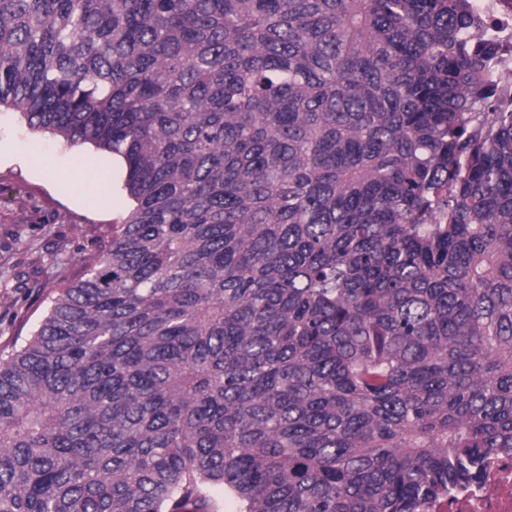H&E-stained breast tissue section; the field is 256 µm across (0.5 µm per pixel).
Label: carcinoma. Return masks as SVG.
Returning a JSON list of instances; mask_svg holds the SVG:
<instances>
[{"mask_svg":"<svg viewBox=\"0 0 512 512\" xmlns=\"http://www.w3.org/2000/svg\"><path fill=\"white\" fill-rule=\"evenodd\" d=\"M473 0H0V107L133 201L0 356V512H424L512 449V100Z\"/></svg>","mask_w":512,"mask_h":512,"instance_id":"carcinoma-1","label":"carcinoma"}]
</instances>
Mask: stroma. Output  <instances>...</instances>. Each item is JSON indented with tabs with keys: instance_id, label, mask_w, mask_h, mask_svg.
Segmentation results:
<instances>
[{
	"instance_id": "stroma-1",
	"label": "stroma",
	"mask_w": 512,
	"mask_h": 512,
	"mask_svg": "<svg viewBox=\"0 0 512 512\" xmlns=\"http://www.w3.org/2000/svg\"><path fill=\"white\" fill-rule=\"evenodd\" d=\"M106 174L111 206L96 203ZM118 157L31 129L0 108V351L27 335L57 288L81 277L131 207Z\"/></svg>"
}]
</instances>
